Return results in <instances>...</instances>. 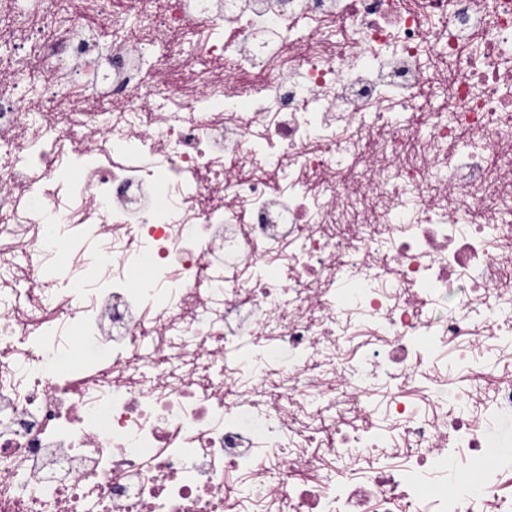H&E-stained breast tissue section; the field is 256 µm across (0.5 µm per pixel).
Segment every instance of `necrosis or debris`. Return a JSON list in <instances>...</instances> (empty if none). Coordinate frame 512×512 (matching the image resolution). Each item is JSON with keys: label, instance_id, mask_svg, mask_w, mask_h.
Masks as SVG:
<instances>
[{"label": "necrosis or debris", "instance_id": "1", "mask_svg": "<svg viewBox=\"0 0 512 512\" xmlns=\"http://www.w3.org/2000/svg\"><path fill=\"white\" fill-rule=\"evenodd\" d=\"M137 5L132 40L112 0H83L93 29L0 0V512H512V439L484 453L512 415V315L431 314L512 305V0ZM63 226L138 247L41 267ZM358 251L384 286L337 288ZM218 262L247 274L213 287ZM64 329L103 348L79 383L45 368ZM244 345L264 366L245 391ZM366 368L397 383L388 427ZM339 448L392 462L329 485ZM451 467L475 483L426 494Z\"/></svg>", "mask_w": 512, "mask_h": 512}]
</instances>
